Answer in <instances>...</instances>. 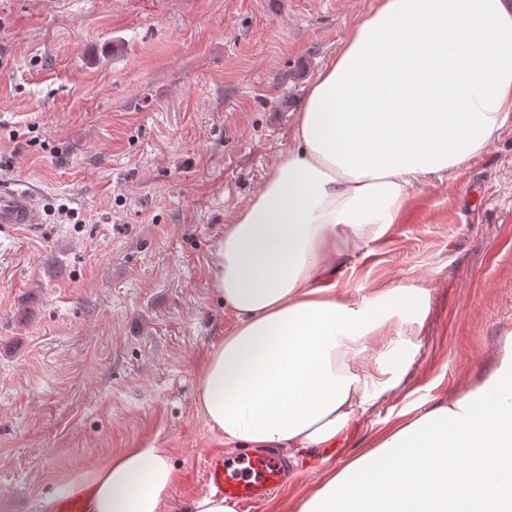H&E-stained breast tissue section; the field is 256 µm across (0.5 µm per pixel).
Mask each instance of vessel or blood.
Returning a JSON list of instances; mask_svg holds the SVG:
<instances>
[{"mask_svg":"<svg viewBox=\"0 0 512 512\" xmlns=\"http://www.w3.org/2000/svg\"><path fill=\"white\" fill-rule=\"evenodd\" d=\"M43 222L39 191L31 184H0V226H22L37 230ZM205 486L216 489L225 499L247 508L278 488L288 473V464L274 453H246L238 463H225L223 456L210 455L202 463ZM89 493L76 490L58 498L55 512H91Z\"/></svg>","mask_w":512,"mask_h":512,"instance_id":"vessel-or-blood-1","label":"vessel or blood"}]
</instances>
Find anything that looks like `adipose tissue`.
<instances>
[{
    "label": "adipose tissue",
    "instance_id": "obj_1",
    "mask_svg": "<svg viewBox=\"0 0 512 512\" xmlns=\"http://www.w3.org/2000/svg\"><path fill=\"white\" fill-rule=\"evenodd\" d=\"M511 119L505 0H376L352 27L215 245L214 291L235 323L205 359L197 407L226 448L320 456L400 386L430 289L352 299L333 273L401 223L418 182L456 179ZM171 458L153 439L73 481L93 512H161L181 478ZM294 512H512V341L460 396L326 466Z\"/></svg>",
    "mask_w": 512,
    "mask_h": 512
}]
</instances>
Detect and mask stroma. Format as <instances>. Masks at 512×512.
I'll return each instance as SVG.
<instances>
[{
    "label": "stroma",
    "instance_id": "obj_1",
    "mask_svg": "<svg viewBox=\"0 0 512 512\" xmlns=\"http://www.w3.org/2000/svg\"><path fill=\"white\" fill-rule=\"evenodd\" d=\"M374 0H0V182L40 192L41 231L0 230V512H44L105 456L160 438L200 495L224 439L198 373L233 322L209 272L224 219L289 142L301 100ZM351 297L423 284L408 377L330 449L344 462L405 410L456 396L512 334V121L453 182L414 188L403 223L356 249ZM251 512L319 478L294 455Z\"/></svg>",
    "mask_w": 512,
    "mask_h": 512
}]
</instances>
